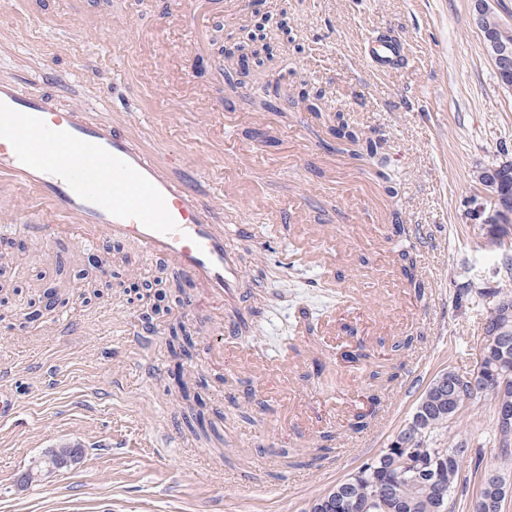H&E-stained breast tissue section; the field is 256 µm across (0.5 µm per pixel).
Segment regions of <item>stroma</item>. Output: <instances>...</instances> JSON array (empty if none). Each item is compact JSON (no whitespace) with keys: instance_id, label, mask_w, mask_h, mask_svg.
<instances>
[{"instance_id":"obj_1","label":"stroma","mask_w":512,"mask_h":512,"mask_svg":"<svg viewBox=\"0 0 512 512\" xmlns=\"http://www.w3.org/2000/svg\"><path fill=\"white\" fill-rule=\"evenodd\" d=\"M136 2L0 0V81L25 78L29 92L54 94L59 107L83 106L92 120L128 124L158 157L189 140L199 154L230 159L224 178L239 185L244 198L225 209V223L276 229L265 246L243 255L244 296L255 321L241 347L255 345L269 356L296 349L298 399L308 427L289 426L295 401L286 388L267 386L276 374L270 364L251 395L230 405L224 376L237 370L240 348L216 351L223 340L219 324L187 314L178 301L153 315L155 349L139 352L124 342L122 327L150 313L151 292L193 291L160 261L143 258L134 243L112 244L107 268L115 285L94 298L86 292L98 277L91 251L70 244L48 250L0 223V254L12 263L13 289L0 306V370L11 372L20 402L15 417L0 421V512H308L313 499L387 447L438 374L474 369L487 301L469 291L501 287L511 276L505 249L485 246L471 221L469 200L475 170L512 161V92L496 78L470 0H277L288 31L270 37L291 76L287 98L264 112L249 98L226 93L220 66L219 50L241 39L251 0H239L231 13L226 0H203L194 22L162 32ZM75 6L90 19L142 28L156 57L128 63L109 45L75 41L69 29ZM29 8L46 16L39 32L14 22V12ZM382 33L400 39L408 53L405 65L386 77L361 54L363 39ZM159 61L211 90L227 120L223 136L186 109L170 110L159 124L135 121L142 102L115 98L117 79H142ZM48 63L72 75L61 93L39 79ZM319 88L328 112H343L386 138L396 195L371 179L367 165L328 147L318 146L322 161L310 164L306 146L315 137L304 122L301 96ZM396 209L411 235L391 247L413 248L432 295L417 302L399 279L394 295L375 311L352 308L337 290L344 281L382 273L384 253L364 241L350 256L331 259V241L308 242L304 226L345 234L366 215L386 218ZM48 288L62 292L63 312L81 322V335L58 342L47 333V318L29 320ZM376 312L424 335L404 357L392 398L382 403L383 427L346 435L357 452L334 464H271L266 447L283 453L313 447L338 427L336 406L352 412L366 403L368 367L353 355ZM304 313L315 324L308 336L298 327ZM180 322L192 336L183 359L169 346L170 328ZM44 360L55 365V381L37 371ZM147 362L165 366L166 379L146 378L141 366ZM181 375L199 381L197 400L181 399ZM193 412L218 429L221 442L193 433L186 423ZM493 414V403L477 398L433 435L437 447L468 449L461 458L464 491L453 495L452 512H472L486 470L499 471L512 485V459L499 453ZM171 416L174 447H154ZM65 444L81 446L77 461L42 482L19 483L35 460Z\"/></svg>"}]
</instances>
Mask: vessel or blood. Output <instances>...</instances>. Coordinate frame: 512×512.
<instances>
[{"instance_id": "obj_1", "label": "vessel or blood", "mask_w": 512, "mask_h": 512, "mask_svg": "<svg viewBox=\"0 0 512 512\" xmlns=\"http://www.w3.org/2000/svg\"><path fill=\"white\" fill-rule=\"evenodd\" d=\"M196 14V0H173L154 21L163 28ZM72 29L83 41L119 42L131 52L142 43L140 31L93 28L79 14ZM364 50L382 74L405 62L393 36L368 39ZM167 87L162 75L139 85L148 110L165 103ZM189 152L185 142L165 161L153 160L125 126L91 122L82 108L60 109L49 97L25 92L20 82H0V223L49 248L133 241L143 256L164 260L192 282L187 310L232 304L246 312L241 255L230 240L259 245L263 233L249 225L223 226L224 207L237 201L229 188H220L217 206L201 207L198 177L211 161L188 165ZM175 168L183 171L177 180L170 176ZM124 334L144 350L155 344V331L145 322L125 326ZM18 406L9 373L0 371V420L15 415Z\"/></svg>"}]
</instances>
